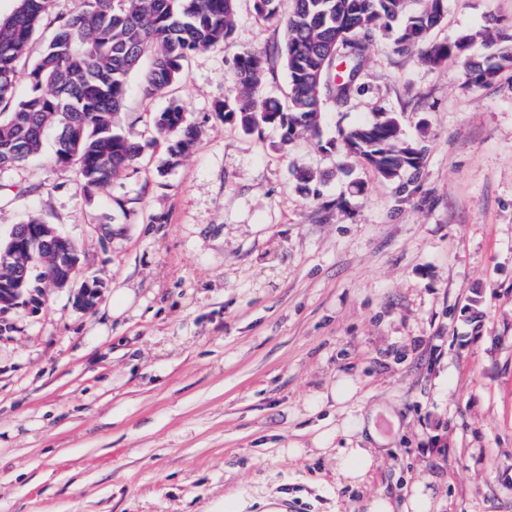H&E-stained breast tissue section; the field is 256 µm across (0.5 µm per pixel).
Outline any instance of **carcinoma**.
Returning <instances> with one entry per match:
<instances>
[{
    "mask_svg": "<svg viewBox=\"0 0 512 512\" xmlns=\"http://www.w3.org/2000/svg\"><path fill=\"white\" fill-rule=\"evenodd\" d=\"M256 14L283 26V63L288 101L260 92L265 59L254 51L235 55L236 91L216 106L243 132L263 125L280 131L286 146L302 134L321 139L326 99L348 102L361 91L369 43L388 37L398 54L420 52L423 62L439 66L465 58L468 84H490L512 73V25L498 22L451 42L425 44L428 32L445 17L446 0H253ZM52 0H19L0 21V166L25 163L43 149L45 132L56 131L57 162L73 165L89 194L120 176L138 160L139 144L117 123L128 79L140 76L141 88L155 95L176 83L189 57L229 40L235 0H79L75 9L49 23L51 37L27 73L19 70L29 44L49 15ZM482 44L483 61L470 52ZM339 52L331 61V51ZM148 70H140L145 55ZM28 93L16 96L20 81ZM157 132L170 141L171 157L183 155L196 130L185 124L182 109L171 105L155 118ZM345 159L369 166L404 190L415 182L427 153L424 141L404 138L398 118L378 112L372 121L338 130L327 142ZM50 255L29 257L31 279L45 276Z\"/></svg>",
    "mask_w": 512,
    "mask_h": 512,
    "instance_id": "obj_1",
    "label": "carcinoma"
}]
</instances>
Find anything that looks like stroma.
<instances>
[{"mask_svg": "<svg viewBox=\"0 0 512 512\" xmlns=\"http://www.w3.org/2000/svg\"><path fill=\"white\" fill-rule=\"evenodd\" d=\"M492 18L512 23V0H447L429 39ZM282 43L237 0L230 41L166 91L131 76L118 121L141 156L92 193L49 142L0 168V235L41 216L104 284L87 311L44 289L0 331V512H224L228 494L246 512H365L420 479L440 512H512V84L475 87L464 61L380 40L364 92L326 100L321 139L284 146L214 109L244 50L267 58L263 94L286 99ZM174 101L198 132L175 160L154 127ZM380 111L428 146L412 191L320 146ZM342 376L357 390L338 403ZM382 406L399 418L391 452L337 487L315 438Z\"/></svg>", "mask_w": 512, "mask_h": 512, "instance_id": "1", "label": "stroma"}]
</instances>
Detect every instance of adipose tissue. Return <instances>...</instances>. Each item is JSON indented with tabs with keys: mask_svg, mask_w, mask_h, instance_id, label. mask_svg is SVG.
<instances>
[{
	"mask_svg": "<svg viewBox=\"0 0 512 512\" xmlns=\"http://www.w3.org/2000/svg\"><path fill=\"white\" fill-rule=\"evenodd\" d=\"M353 429L365 437L368 445L364 448H340L335 454V474L338 484L355 486L372 476L378 464L387 453L388 438L376 427L375 412L360 414L354 420Z\"/></svg>",
	"mask_w": 512,
	"mask_h": 512,
	"instance_id": "ef3b65f1",
	"label": "adipose tissue"
}]
</instances>
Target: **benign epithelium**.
Here are the masks:
<instances>
[{
    "label": "benign epithelium",
    "mask_w": 512,
    "mask_h": 512,
    "mask_svg": "<svg viewBox=\"0 0 512 512\" xmlns=\"http://www.w3.org/2000/svg\"><path fill=\"white\" fill-rule=\"evenodd\" d=\"M7 250L0 249V267L7 266L10 273L0 276V318L20 306H29L38 299V289L30 287L26 276L27 256L37 246L49 249L54 258L53 271L49 278L55 288H73L79 269L80 257L71 248V239L55 224H15L9 233ZM101 293V283L84 281L74 288L76 307L88 310L96 304Z\"/></svg>",
    "instance_id": "7a95c632"
}]
</instances>
